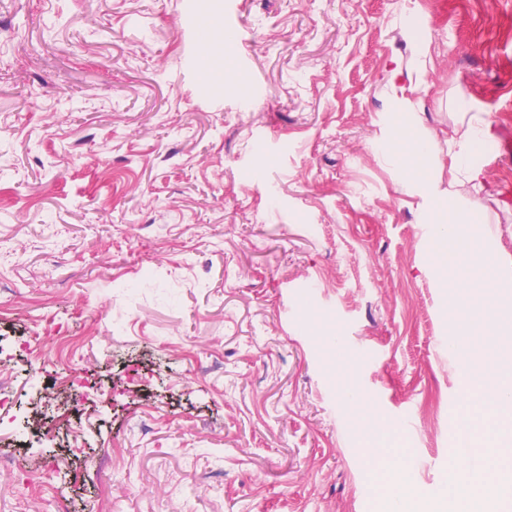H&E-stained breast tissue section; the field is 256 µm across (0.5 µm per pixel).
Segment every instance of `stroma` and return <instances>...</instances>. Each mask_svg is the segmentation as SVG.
<instances>
[{
    "instance_id": "obj_1",
    "label": "stroma",
    "mask_w": 512,
    "mask_h": 512,
    "mask_svg": "<svg viewBox=\"0 0 512 512\" xmlns=\"http://www.w3.org/2000/svg\"><path fill=\"white\" fill-rule=\"evenodd\" d=\"M207 4L0 0V416L28 423L0 429V512H382L368 430L418 495L461 451L473 356L382 142L418 124L512 277V0H224L220 88ZM471 125L478 178L451 179ZM53 324L93 384L76 452L35 428L66 405ZM218 2V14L210 15L202 27V40L200 44L201 59L208 63L211 60L224 58V50L227 45L224 43V2Z\"/></svg>"
}]
</instances>
